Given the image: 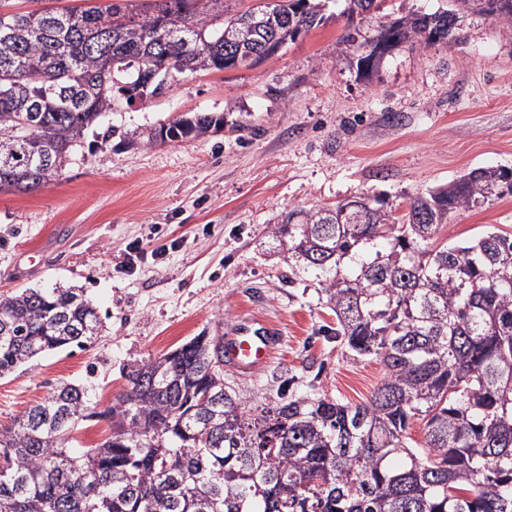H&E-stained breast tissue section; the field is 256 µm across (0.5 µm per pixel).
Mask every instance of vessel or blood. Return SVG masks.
I'll use <instances>...</instances> for the list:
<instances>
[{
	"label": "vessel or blood",
	"instance_id": "1",
	"mask_svg": "<svg viewBox=\"0 0 512 512\" xmlns=\"http://www.w3.org/2000/svg\"><path fill=\"white\" fill-rule=\"evenodd\" d=\"M282 341L280 329L261 318L245 317L224 338V364L240 374H249L266 364Z\"/></svg>",
	"mask_w": 512,
	"mask_h": 512
}]
</instances>
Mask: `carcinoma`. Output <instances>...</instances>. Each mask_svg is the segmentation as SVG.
<instances>
[{
  "label": "carcinoma",
  "instance_id": "cac0c4a2",
  "mask_svg": "<svg viewBox=\"0 0 512 512\" xmlns=\"http://www.w3.org/2000/svg\"><path fill=\"white\" fill-rule=\"evenodd\" d=\"M329 0H260L257 28L224 0H161L141 20L118 3L0 12V190L30 192L62 176L86 129L158 91L172 72L269 57L325 20ZM382 26L388 50L457 38L448 17L512 23V0H451ZM182 15L191 28L164 38ZM112 59V79L101 64ZM224 118L199 112L130 142L199 138ZM512 196V169L478 168L413 198L397 219L354 196L292 209L270 226L291 276L316 280L334 336L383 377L352 404L294 388L241 411L224 385L222 339L195 336L134 362L129 388L98 411L88 390L55 387L0 428V512H512V233L460 244L433 238L448 214ZM102 330L74 288L25 289L0 301V377L41 353L83 348ZM110 423L94 448L66 447L71 426ZM425 423V442L409 429Z\"/></svg>",
  "mask_w": 512,
  "mask_h": 512
}]
</instances>
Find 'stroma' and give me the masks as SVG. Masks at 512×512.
<instances>
[{"label":"stroma","mask_w":512,"mask_h":512,"mask_svg":"<svg viewBox=\"0 0 512 512\" xmlns=\"http://www.w3.org/2000/svg\"><path fill=\"white\" fill-rule=\"evenodd\" d=\"M345 6L330 0L324 24L259 63L187 72L160 95L118 101L59 180L0 191V299L76 285L105 325L88 348L49 352L0 377V425L62 382L90 388L106 408L127 389V364L202 333L225 335L250 314L277 324L284 341L253 374L225 370L242 410L277 400L292 377L331 398L366 400L381 364L342 356L334 313L307 280L289 282L267 227L290 209L360 194L399 217L412 198L473 169L512 168V25L463 16L457 39L397 48L366 77L358 53L381 23L449 2L375 0L351 18ZM189 112L223 116L224 127L150 146L123 139ZM492 227L512 232V196L450 213L434 241L467 242ZM133 243L143 255L132 262ZM163 245L166 255L153 257Z\"/></svg>","instance_id":"stroma-1"}]
</instances>
